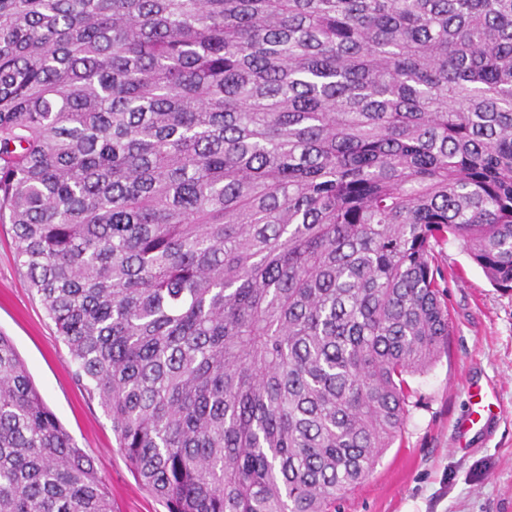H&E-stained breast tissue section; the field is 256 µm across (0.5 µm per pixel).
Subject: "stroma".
Wrapping results in <instances>:
<instances>
[{
	"label": "stroma",
	"instance_id": "stroma-1",
	"mask_svg": "<svg viewBox=\"0 0 512 512\" xmlns=\"http://www.w3.org/2000/svg\"><path fill=\"white\" fill-rule=\"evenodd\" d=\"M448 351L409 378L401 438L331 512H512V291L491 285L457 241L445 246ZM0 332L9 336L36 388L79 448L94 457L112 512H167L137 480L97 401L76 386L67 348L26 287L10 228L0 225ZM495 391L488 426L460 436L470 384Z\"/></svg>",
	"mask_w": 512,
	"mask_h": 512
}]
</instances>
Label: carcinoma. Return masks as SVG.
<instances>
[{"mask_svg": "<svg viewBox=\"0 0 512 512\" xmlns=\"http://www.w3.org/2000/svg\"><path fill=\"white\" fill-rule=\"evenodd\" d=\"M0 224L168 512H326L512 290V0H0ZM0 512H112L1 332Z\"/></svg>", "mask_w": 512, "mask_h": 512, "instance_id": "cac0c4a2", "label": "carcinoma"}]
</instances>
